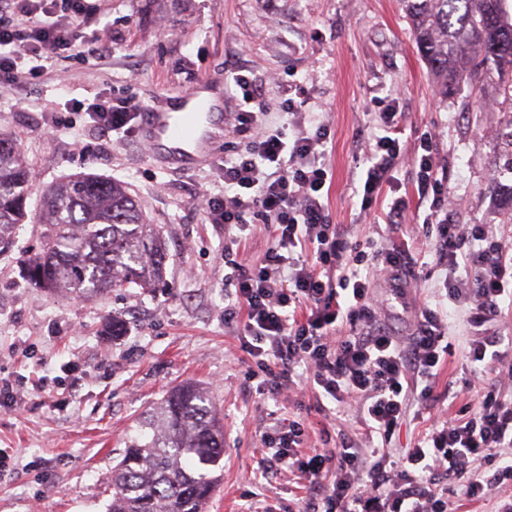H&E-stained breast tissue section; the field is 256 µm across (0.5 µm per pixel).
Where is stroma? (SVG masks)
Listing matches in <instances>:
<instances>
[{
  "instance_id": "stroma-1",
  "label": "stroma",
  "mask_w": 512,
  "mask_h": 512,
  "mask_svg": "<svg viewBox=\"0 0 512 512\" xmlns=\"http://www.w3.org/2000/svg\"><path fill=\"white\" fill-rule=\"evenodd\" d=\"M112 46H94V59L61 58L52 72L20 88H0V133L9 137L37 177L16 225L9 252L0 254V376L10 378L17 403L0 408V512H106L112 468L137 419L172 387H206L224 426L219 488L205 512H245L251 501L276 499L281 512H306L309 494L294 476L251 482L264 455L261 435L277 420H305V450L321 448L323 433L351 432L333 401L273 400L249 391L251 359L224 325V232L204 221L193 200L221 193L211 167L177 172L150 159L134 138L112 143L85 127L71 99L99 93L148 102L180 93L183 84L220 78L225 66L260 78L268 119L282 122L287 98L323 114L331 129L333 179L328 209L355 239L384 231L360 211L350 185L362 167L369 113L396 90L402 143L422 132L435 137L436 160L447 169L450 210L462 224H492L512 238L494 192L512 184V102L487 93L486 103L443 98L422 59L400 0H99ZM66 125L51 132L53 113ZM85 152H78L74 137ZM96 173L123 182L159 226L167 247L164 283L113 288L84 301L31 285L25 265L39 252L36 226L42 190L66 177ZM441 271L419 269L405 302L387 288L373 296L399 337L410 332L414 308L442 301ZM122 336L102 333L106 319ZM470 329L461 308H448L453 355L439 380L452 390L441 407L455 416L477 410L495 371L477 377L465 357Z\"/></svg>"
}]
</instances>
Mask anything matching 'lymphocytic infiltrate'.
Returning a JSON list of instances; mask_svg holds the SVG:
<instances>
[{"instance_id": "f902f5d3", "label": "lymphocytic infiltrate", "mask_w": 512, "mask_h": 512, "mask_svg": "<svg viewBox=\"0 0 512 512\" xmlns=\"http://www.w3.org/2000/svg\"><path fill=\"white\" fill-rule=\"evenodd\" d=\"M93 0H0V86L41 78L60 53L86 61L92 45L112 42L106 25L89 27ZM234 89L235 145L214 165L224 180L219 194H203L206 223L224 227V322L255 367L247 378L262 396L294 388L298 369L315 397L355 408L371 445L342 437L333 448L305 453L304 419L275 423L262 436L264 457L254 478L285 471L303 479L312 512H448V485L464 481L465 494L512 484V398L489 387L475 413L432 418L413 446L392 455L388 446L409 416L423 417L440 401L435 380L448 362V316L423 307L416 331L401 345L380 318L370 296L373 280L388 283L403 299L415 259L405 238L409 203L384 196L394 174L406 167L417 190L415 226L426 253L443 272L446 297L464 308L473 330L468 359L488 368L512 354V343L488 335L486 325L501 303L512 301V249L486 224L456 223L448 209V175L434 162L431 132L412 151L396 138L399 103L389 99L371 121L361 175L352 191L362 210L380 205L385 242L352 240L332 223L325 187L330 128L282 105L284 124L267 120L266 83L242 68H228ZM99 133L124 141L137 136L145 111L133 96L98 94L69 102ZM264 225L272 244L261 262L241 258L246 231ZM347 335H338L339 327ZM496 462L491 476L477 471Z\"/></svg>"}]
</instances>
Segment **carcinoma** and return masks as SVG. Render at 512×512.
<instances>
[{"mask_svg": "<svg viewBox=\"0 0 512 512\" xmlns=\"http://www.w3.org/2000/svg\"><path fill=\"white\" fill-rule=\"evenodd\" d=\"M507 0H404L412 32L439 92L496 74L512 101V14ZM30 179L19 150L0 137V252L21 223ZM34 285L92 298L163 277L166 250L141 203L110 178L69 177L42 198ZM224 455V430L208 391L195 382L166 393L137 426L112 467L108 512H205Z\"/></svg>", "mask_w": 512, "mask_h": 512, "instance_id": "cac0c4a2", "label": "carcinoma"}]
</instances>
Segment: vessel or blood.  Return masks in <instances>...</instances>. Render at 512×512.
<instances>
[{
	"label": "vessel or blood",
	"instance_id": "b4317fda",
	"mask_svg": "<svg viewBox=\"0 0 512 512\" xmlns=\"http://www.w3.org/2000/svg\"><path fill=\"white\" fill-rule=\"evenodd\" d=\"M223 79L204 77L178 96L152 102L140 126L151 159L193 169L218 159L215 143L224 138V112L234 107Z\"/></svg>",
	"mask_w": 512,
	"mask_h": 512
}]
</instances>
